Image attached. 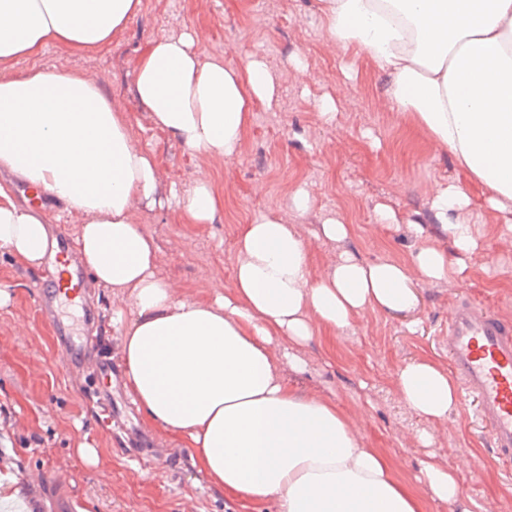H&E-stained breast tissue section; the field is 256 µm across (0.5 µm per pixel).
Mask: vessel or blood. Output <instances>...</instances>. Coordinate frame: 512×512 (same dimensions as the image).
Wrapping results in <instances>:
<instances>
[{"instance_id": "vessel-or-blood-1", "label": "vessel or blood", "mask_w": 512, "mask_h": 512, "mask_svg": "<svg viewBox=\"0 0 512 512\" xmlns=\"http://www.w3.org/2000/svg\"><path fill=\"white\" fill-rule=\"evenodd\" d=\"M58 238L64 246L53 262L42 269L38 278L42 285L39 306L56 317L61 294L78 300L86 316H93V283L76 265V257L68 248L66 231ZM448 355L453 373L467 395L477 401L482 422L488 426L490 441L500 462L512 464V320L500 317L490 308L462 300L448 312ZM98 355L93 372L90 399L104 413H111L112 400L103 390L104 380L117 379L111 360L100 353L97 336L66 337L61 344V361L65 364Z\"/></svg>"}]
</instances>
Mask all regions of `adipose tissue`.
<instances>
[{
  "label": "adipose tissue",
  "instance_id": "adipose-tissue-1",
  "mask_svg": "<svg viewBox=\"0 0 512 512\" xmlns=\"http://www.w3.org/2000/svg\"><path fill=\"white\" fill-rule=\"evenodd\" d=\"M142 0H0V68L48 45L72 54L111 46ZM328 38L373 59L389 78L388 103L447 149L467 187H438L433 208L451 250L424 228L409 260L368 262L341 253L314 274L307 239L273 214L242 225L233 286L208 299L182 294L157 272V245L138 205L164 206L154 157L135 146L125 115L96 80L30 67L0 71V171L78 213L77 253L120 300L126 393L144 425L193 452L211 484L242 504L279 512H425L390 455L368 447L348 413L307 392L298 351L336 336L371 310L408 314L415 281H450L478 246L463 219L479 191L512 216V0H319ZM134 89L151 123L188 149L236 153L256 105L271 106L264 65L208 60L188 30L149 43ZM187 224H210L224 197L205 179L180 201ZM41 209L0 187V250L40 265L56 250ZM396 391L425 421L447 419L456 382L422 357L400 367ZM430 499L459 503L456 470L426 461Z\"/></svg>",
  "mask_w": 512,
  "mask_h": 512
}]
</instances>
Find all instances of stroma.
<instances>
[{"label":"stroma","mask_w":512,"mask_h":512,"mask_svg":"<svg viewBox=\"0 0 512 512\" xmlns=\"http://www.w3.org/2000/svg\"><path fill=\"white\" fill-rule=\"evenodd\" d=\"M198 32V49L234 66L248 54L260 59L275 91L272 107H257L240 152L209 158L192 152L152 126L134 91V63L160 36ZM36 65L53 74L86 73L112 95L129 120L137 146L150 152L162 194L183 197L206 178L224 196V211L211 224L182 223L177 205L139 207L137 220L158 247V271L197 299L232 285L239 228L259 213L298 225L313 253L315 273L325 271L340 250L366 261L409 259L422 225L450 248L431 207L437 185H466L446 150L431 143L387 101V79L377 64L325 33L318 0H142V8L111 46L85 54L45 48ZM334 104L332 119L322 102ZM305 192L310 209L295 212L290 201ZM398 223L377 222L381 208ZM353 225L338 245L318 234L326 218ZM481 231L479 248L466 260L462 278L418 282L420 303L406 315L365 311L336 336L332 346L313 340L301 355L303 385L336 401L374 448L387 451L397 473L426 497V512H458L429 500L420 482L423 461L435 458L459 469L461 497L472 512H512V468L495 459L487 427L475 401L461 397L448 418L435 425L399 399L395 377L407 361L430 357L448 367L445 331L453 300L466 296L512 316V226L492 209L475 206L467 215ZM36 270L0 251V287L10 294L0 308V434L16 457L10 468L19 491L39 501L46 474L58 477L78 502V512H278L275 502L242 505L214 489L192 465L191 451L161 431L151 436L164 457H129L110 426L88 408L91 366L68 368L60 361L55 328L36 304ZM432 444L423 448L419 436ZM100 450L102 467L86 465L74 452L77 441Z\"/></svg>","instance_id":"obj_1"}]
</instances>
